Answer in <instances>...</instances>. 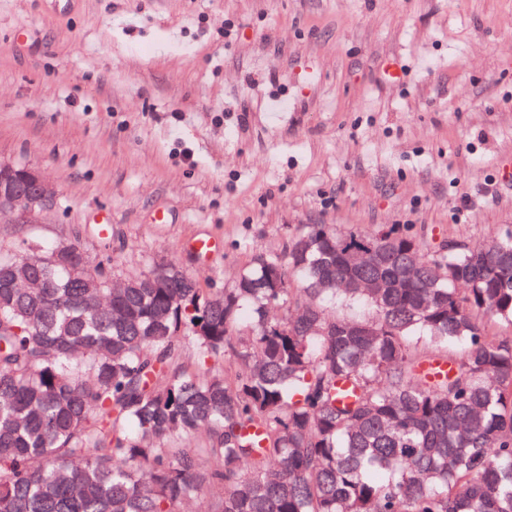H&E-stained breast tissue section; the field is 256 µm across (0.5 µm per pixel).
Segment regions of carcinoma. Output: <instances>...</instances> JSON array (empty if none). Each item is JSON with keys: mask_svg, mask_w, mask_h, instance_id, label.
<instances>
[{"mask_svg": "<svg viewBox=\"0 0 512 512\" xmlns=\"http://www.w3.org/2000/svg\"><path fill=\"white\" fill-rule=\"evenodd\" d=\"M88 268L0 255V512H512L511 231L303 224L231 288Z\"/></svg>", "mask_w": 512, "mask_h": 512, "instance_id": "1", "label": "carcinoma"}]
</instances>
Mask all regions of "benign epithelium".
I'll return each instance as SVG.
<instances>
[{
  "label": "benign epithelium",
  "mask_w": 512,
  "mask_h": 512,
  "mask_svg": "<svg viewBox=\"0 0 512 512\" xmlns=\"http://www.w3.org/2000/svg\"><path fill=\"white\" fill-rule=\"evenodd\" d=\"M56 199V188L39 169L0 161V218L11 216L20 224H36Z\"/></svg>",
  "instance_id": "benign-epithelium-1"
}]
</instances>
